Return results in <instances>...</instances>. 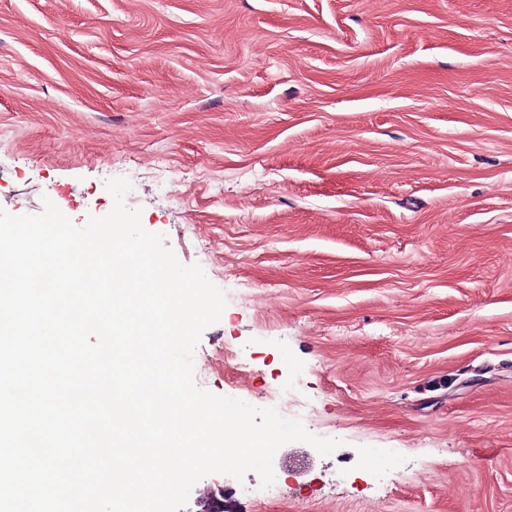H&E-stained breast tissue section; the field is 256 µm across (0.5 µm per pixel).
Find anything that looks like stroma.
I'll return each instance as SVG.
<instances>
[{
	"label": "stroma",
	"instance_id": "1",
	"mask_svg": "<svg viewBox=\"0 0 512 512\" xmlns=\"http://www.w3.org/2000/svg\"><path fill=\"white\" fill-rule=\"evenodd\" d=\"M119 177L226 295L196 385L340 443L183 512H512V0H0V209Z\"/></svg>",
	"mask_w": 512,
	"mask_h": 512
}]
</instances>
